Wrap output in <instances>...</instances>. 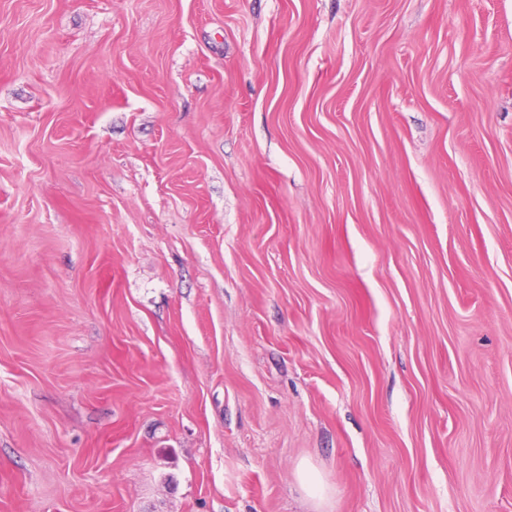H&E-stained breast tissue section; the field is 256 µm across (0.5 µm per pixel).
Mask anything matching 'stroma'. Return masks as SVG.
<instances>
[{"label": "stroma", "instance_id": "35a3bbf8", "mask_svg": "<svg viewBox=\"0 0 512 512\" xmlns=\"http://www.w3.org/2000/svg\"><path fill=\"white\" fill-rule=\"evenodd\" d=\"M0 512H512V0H0Z\"/></svg>", "mask_w": 512, "mask_h": 512}]
</instances>
